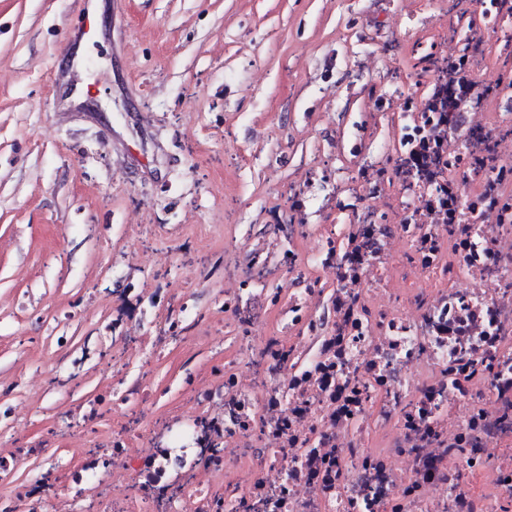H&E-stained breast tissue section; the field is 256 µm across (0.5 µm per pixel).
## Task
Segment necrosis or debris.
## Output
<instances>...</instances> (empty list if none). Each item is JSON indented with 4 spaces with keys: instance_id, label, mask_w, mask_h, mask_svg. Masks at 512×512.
Wrapping results in <instances>:
<instances>
[{
    "instance_id": "1",
    "label": "necrosis or debris",
    "mask_w": 512,
    "mask_h": 512,
    "mask_svg": "<svg viewBox=\"0 0 512 512\" xmlns=\"http://www.w3.org/2000/svg\"><path fill=\"white\" fill-rule=\"evenodd\" d=\"M400 14L346 30L368 79L318 209L311 166L288 224L225 229L223 362L192 294L119 295L110 410L64 412L90 451L40 441L0 512H512V0ZM46 391L0 372V423Z\"/></svg>"
}]
</instances>
